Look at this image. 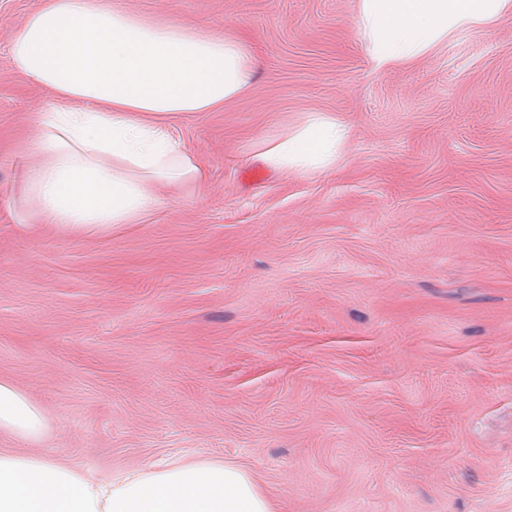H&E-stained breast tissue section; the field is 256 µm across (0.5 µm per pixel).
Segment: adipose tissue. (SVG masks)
Masks as SVG:
<instances>
[{
	"instance_id": "1",
	"label": "adipose tissue",
	"mask_w": 512,
	"mask_h": 512,
	"mask_svg": "<svg viewBox=\"0 0 512 512\" xmlns=\"http://www.w3.org/2000/svg\"><path fill=\"white\" fill-rule=\"evenodd\" d=\"M512 0H358L357 28L377 68L427 56L448 35L498 20ZM13 68L50 90L37 113L23 193L44 223L100 233L138 224L162 200L157 184L196 185L206 169L165 123L207 112L248 88L254 58L225 34L154 20L120 0H41L16 30ZM347 132L318 114L261 140L256 158L281 172L329 168ZM50 420L0 379V435L37 443ZM0 512H274L240 465L201 459L100 479L45 454L0 448Z\"/></svg>"
}]
</instances>
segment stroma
Instances as JSON below:
<instances>
[{"instance_id":"stroma-1","label":"stroma","mask_w":512,"mask_h":512,"mask_svg":"<svg viewBox=\"0 0 512 512\" xmlns=\"http://www.w3.org/2000/svg\"><path fill=\"white\" fill-rule=\"evenodd\" d=\"M0 0V378L96 476L221 459L276 512H512V17L375 69L357 0H120L245 40L246 92L170 118L202 159L140 224L15 223L53 96ZM314 112L333 169L254 157Z\"/></svg>"}]
</instances>
